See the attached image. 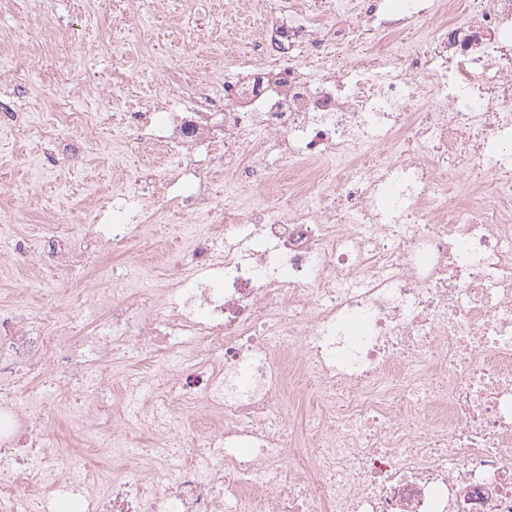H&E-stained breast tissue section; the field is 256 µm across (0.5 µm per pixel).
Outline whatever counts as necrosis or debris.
<instances>
[{"mask_svg": "<svg viewBox=\"0 0 512 512\" xmlns=\"http://www.w3.org/2000/svg\"><path fill=\"white\" fill-rule=\"evenodd\" d=\"M253 2L243 71L125 113L137 175L62 213L191 216L179 273L0 290V512H512V0Z\"/></svg>", "mask_w": 512, "mask_h": 512, "instance_id": "obj_1", "label": "necrosis or debris"}]
</instances>
